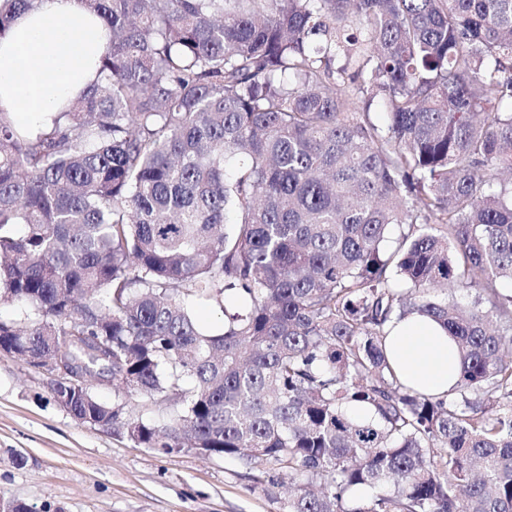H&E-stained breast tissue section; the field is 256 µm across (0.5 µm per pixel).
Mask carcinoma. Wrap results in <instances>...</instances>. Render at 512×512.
<instances>
[{"mask_svg": "<svg viewBox=\"0 0 512 512\" xmlns=\"http://www.w3.org/2000/svg\"><path fill=\"white\" fill-rule=\"evenodd\" d=\"M81 3L98 80L36 133L0 112V302L36 315L0 336L174 409L77 418L288 471L282 512H512V0ZM411 314L448 395L387 357ZM387 353L399 379L409 386L444 395L455 384V344L433 320L415 317L398 323L389 336Z\"/></svg>", "mask_w": 512, "mask_h": 512, "instance_id": "carcinoma-1", "label": "carcinoma"}]
</instances>
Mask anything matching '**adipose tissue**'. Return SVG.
<instances>
[{"label": "adipose tissue", "mask_w": 512, "mask_h": 512, "mask_svg": "<svg viewBox=\"0 0 512 512\" xmlns=\"http://www.w3.org/2000/svg\"><path fill=\"white\" fill-rule=\"evenodd\" d=\"M107 40L102 21L80 0H41L18 15L0 39V112L17 127L37 130L62 112L68 99L98 78V59ZM399 379L433 395L447 394L457 376L452 339L435 321L400 322L387 342Z\"/></svg>", "instance_id": "obj_1"}]
</instances>
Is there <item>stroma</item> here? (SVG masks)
<instances>
[{
	"mask_svg": "<svg viewBox=\"0 0 512 512\" xmlns=\"http://www.w3.org/2000/svg\"><path fill=\"white\" fill-rule=\"evenodd\" d=\"M52 383L0 354V500L32 512H282L287 478L230 457L138 446L74 419Z\"/></svg>",
	"mask_w": 512,
	"mask_h": 512,
	"instance_id": "1",
	"label": "stroma"
}]
</instances>
